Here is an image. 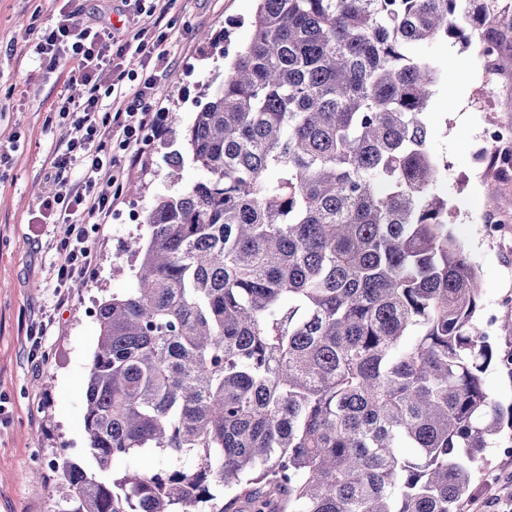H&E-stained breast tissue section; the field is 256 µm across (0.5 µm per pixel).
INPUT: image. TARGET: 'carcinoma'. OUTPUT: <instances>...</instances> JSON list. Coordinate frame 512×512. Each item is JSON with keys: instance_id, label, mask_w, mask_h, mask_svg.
<instances>
[{"instance_id": "carcinoma-1", "label": "carcinoma", "mask_w": 512, "mask_h": 512, "mask_svg": "<svg viewBox=\"0 0 512 512\" xmlns=\"http://www.w3.org/2000/svg\"><path fill=\"white\" fill-rule=\"evenodd\" d=\"M486 2L260 0L185 132L202 178L97 306L53 512H459L512 407L435 190L431 48L480 44ZM485 385L504 407L512 405V376L508 369L500 365L490 368Z\"/></svg>"}]
</instances>
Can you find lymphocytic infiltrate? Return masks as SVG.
I'll list each match as a JSON object with an SVG mask.
<instances>
[{
	"mask_svg": "<svg viewBox=\"0 0 512 512\" xmlns=\"http://www.w3.org/2000/svg\"><path fill=\"white\" fill-rule=\"evenodd\" d=\"M172 0H133L135 16H146L130 38H116L105 29L74 28L68 9H60L54 23L31 29L32 46L42 65L73 62L72 81L82 92L64 98L60 117L79 130L55 153L48 176L50 186L39 203V217L61 225L56 243L58 258L51 269L57 297H64L70 281L85 278L94 263L87 230L108 223L117 194L100 189V182L117 183L125 167L135 166L145 142L165 133L164 115L156 110V73L167 65L163 30ZM141 56L145 73L125 69L127 55ZM132 80L125 90L124 80ZM111 107H103V97Z\"/></svg>",
	"mask_w": 512,
	"mask_h": 512,
	"instance_id": "lymphocytic-infiltrate-1",
	"label": "lymphocytic infiltrate"
}]
</instances>
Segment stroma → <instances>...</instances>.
Wrapping results in <instances>:
<instances>
[{
    "label": "stroma",
    "instance_id": "1",
    "mask_svg": "<svg viewBox=\"0 0 512 512\" xmlns=\"http://www.w3.org/2000/svg\"><path fill=\"white\" fill-rule=\"evenodd\" d=\"M62 0H0V143L19 135L8 163L0 165V512H50L57 499L54 473L28 478L32 458L45 461L61 449L82 460L87 364L99 326L90 314L98 302L130 288L127 241L144 233L141 222L156 199L185 190L202 173L188 157L183 133L208 101V89L224 77V55L248 43L256 0H173L166 20L176 32L165 43L169 68L157 96L165 136L144 147L140 164L119 177L121 194L112 220L91 229L96 258L82 288H68L57 306L48 271L61 226L37 220L47 190L50 160L74 129L50 125L60 98L73 94V65L40 66L28 40L30 27L56 19ZM71 21L79 27H111L127 38L122 0H75ZM224 34L219 49L199 40L202 31ZM443 71L430 110L437 121L432 149L448 167L437 185L448 198V222L461 240L481 285V318L512 315V235H485V220L497 200L512 197V176L498 175L482 156L485 123L512 125V42L504 47L497 76H487L477 49L455 41L437 44ZM495 183L496 196L486 192ZM46 335H36L40 325ZM512 477V438L501 436L475 469L461 512H485Z\"/></svg>",
    "mask_w": 512,
    "mask_h": 512
}]
</instances>
